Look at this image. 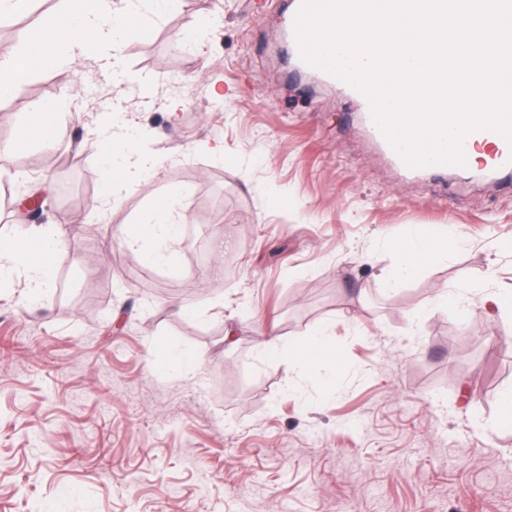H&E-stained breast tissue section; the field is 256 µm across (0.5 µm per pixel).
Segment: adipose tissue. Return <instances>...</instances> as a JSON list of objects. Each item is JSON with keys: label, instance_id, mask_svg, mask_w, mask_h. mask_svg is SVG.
Wrapping results in <instances>:
<instances>
[{"label": "adipose tissue", "instance_id": "1", "mask_svg": "<svg viewBox=\"0 0 512 512\" xmlns=\"http://www.w3.org/2000/svg\"><path fill=\"white\" fill-rule=\"evenodd\" d=\"M187 0H62L60 9L31 33L24 45L11 56L0 59V98L12 97L18 84L16 73L32 68L34 63L52 64L63 82H70L77 61L91 59L100 67L123 78V52L135 25L146 12L175 13L183 10ZM102 135L94 148L107 169L103 186V202L117 201L122 190L132 181L156 174L158 161L144 151L138 136L119 113L101 119ZM181 235L178 220L164 206L146 214L124 232V241L142 259L152 263L171 261V253L155 249L154 241L177 242ZM42 260L32 269L30 286L25 294L27 304H36L53 274L52 257L60 250L64 233L59 229L35 228L29 233ZM448 233L438 240L447 241ZM435 240V241H438ZM435 241L415 236L399 250L396 260L383 268L381 282L386 290H394L415 276L422 260L441 258Z\"/></svg>", "mask_w": 512, "mask_h": 512}]
</instances>
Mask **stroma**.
Instances as JSON below:
<instances>
[{"label":"stroma","mask_w":512,"mask_h":512,"mask_svg":"<svg viewBox=\"0 0 512 512\" xmlns=\"http://www.w3.org/2000/svg\"><path fill=\"white\" fill-rule=\"evenodd\" d=\"M290 2L190 0L135 31L130 81L83 61L0 102L1 143L75 97L55 140L0 152L65 231L40 303L25 269L0 288V512H512V319L428 301L512 290V173H401L355 100L296 69ZM122 108L161 166L104 209L87 141ZM157 204L181 216L170 268L120 236ZM449 227L442 261L384 290L392 246ZM319 324L306 376L260 346ZM174 348L196 373L167 370ZM474 288H489V286L484 285L479 287L470 283H464L461 284L458 288L452 290H448L446 288H436L433 289L432 294L429 297V301L442 306L452 305L457 309L460 315L465 314L470 316L472 314L471 310L462 302L465 298V295L473 291Z\"/></svg>","instance_id":"obj_1"}]
</instances>
